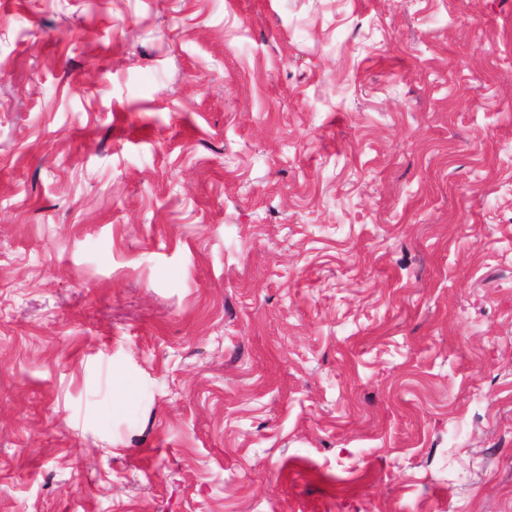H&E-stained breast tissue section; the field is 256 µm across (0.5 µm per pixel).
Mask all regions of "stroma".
I'll return each instance as SVG.
<instances>
[{
  "label": "stroma",
  "instance_id": "stroma-1",
  "mask_svg": "<svg viewBox=\"0 0 512 512\" xmlns=\"http://www.w3.org/2000/svg\"><path fill=\"white\" fill-rule=\"evenodd\" d=\"M0 512H512V0H0Z\"/></svg>",
  "mask_w": 512,
  "mask_h": 512
}]
</instances>
